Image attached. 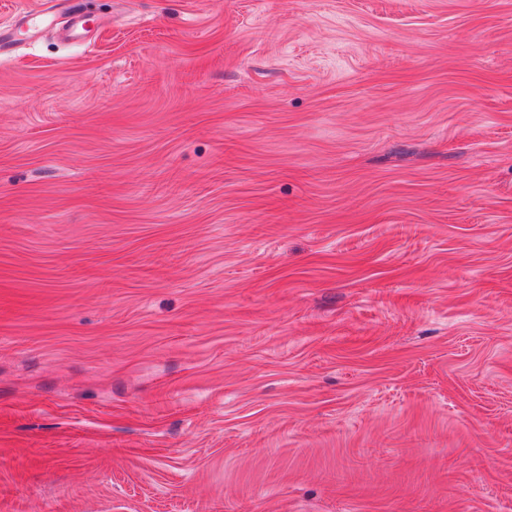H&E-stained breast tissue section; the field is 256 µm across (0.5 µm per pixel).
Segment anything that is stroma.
I'll list each match as a JSON object with an SVG mask.
<instances>
[{
	"label": "stroma",
	"instance_id": "35a3bbf8",
	"mask_svg": "<svg viewBox=\"0 0 512 512\" xmlns=\"http://www.w3.org/2000/svg\"><path fill=\"white\" fill-rule=\"evenodd\" d=\"M0 0V512H512V0Z\"/></svg>",
	"mask_w": 512,
	"mask_h": 512
}]
</instances>
